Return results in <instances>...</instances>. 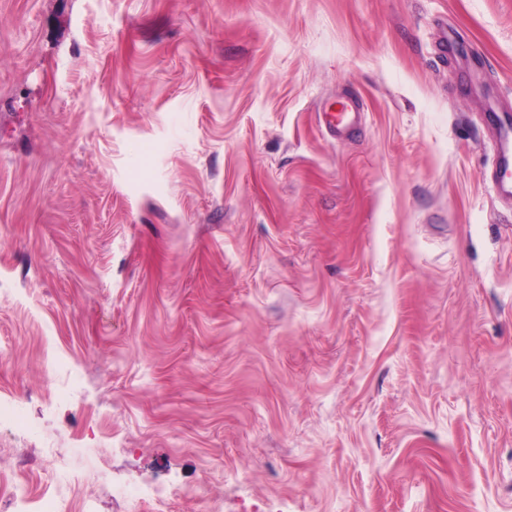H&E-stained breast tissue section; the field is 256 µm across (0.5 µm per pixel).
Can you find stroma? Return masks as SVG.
<instances>
[{
    "label": "stroma",
    "instance_id": "stroma-1",
    "mask_svg": "<svg viewBox=\"0 0 512 512\" xmlns=\"http://www.w3.org/2000/svg\"><path fill=\"white\" fill-rule=\"evenodd\" d=\"M492 108L512 0H0V491L512 512ZM344 112H320L318 114L319 121L325 129L335 137H341L346 134L351 128L352 124L358 119L360 112H346L358 109L353 101L343 103Z\"/></svg>",
    "mask_w": 512,
    "mask_h": 512
}]
</instances>
